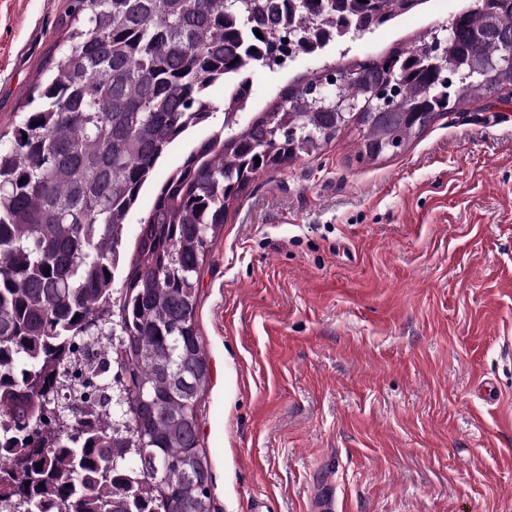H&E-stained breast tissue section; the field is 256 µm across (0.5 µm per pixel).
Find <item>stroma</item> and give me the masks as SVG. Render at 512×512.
Segmentation results:
<instances>
[{"label": "stroma", "mask_w": 512, "mask_h": 512, "mask_svg": "<svg viewBox=\"0 0 512 512\" xmlns=\"http://www.w3.org/2000/svg\"><path fill=\"white\" fill-rule=\"evenodd\" d=\"M424 0L346 47L248 76L258 112L297 76L447 25ZM67 0H0V145L66 33ZM346 129L259 174L207 256L200 445L215 512H512V100L477 99L406 148ZM495 385L484 401L481 383Z\"/></svg>", "instance_id": "obj_1"}]
</instances>
